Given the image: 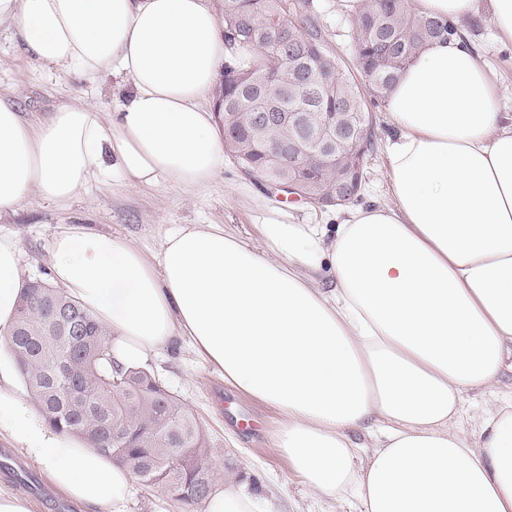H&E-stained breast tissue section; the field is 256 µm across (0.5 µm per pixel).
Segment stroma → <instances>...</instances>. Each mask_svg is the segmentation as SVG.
Returning <instances> with one entry per match:
<instances>
[{
    "label": "stroma",
    "mask_w": 512,
    "mask_h": 512,
    "mask_svg": "<svg viewBox=\"0 0 512 512\" xmlns=\"http://www.w3.org/2000/svg\"><path fill=\"white\" fill-rule=\"evenodd\" d=\"M315 15L330 46L351 61L349 29L353 16L343 0H312ZM484 59L500 77V104L512 113V47H501L487 19L467 24ZM0 99L13 103L23 117L39 122L63 105H88L108 119L127 100L120 79L88 78L45 66L23 52L10 22L0 23ZM375 114L376 146L366 159L359 203L388 201L386 140L390 132L382 99L368 97ZM339 206L318 208L296 199L281 200L265 180L245 174L226 161L223 172L202 187L183 188L166 180L135 185L119 174L93 176L70 202L54 204L30 197L15 211L0 215V234L18 238L24 279H48L51 240L58 225L81 224L92 230L128 238L148 255H156L166 231L180 224H222L251 245H260L259 225L277 219L292 224H332ZM162 385L176 394L203 421L220 474L271 500L277 512H362L351 495L337 499L310 493L287 457L272 446L278 415L269 407L225 385L190 347L176 343L170 352L145 365ZM256 423L245 434L240 414ZM0 488L29 494L37 512H77L5 440H0Z\"/></svg>",
    "instance_id": "1"
}]
</instances>
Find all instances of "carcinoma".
<instances>
[{
    "instance_id": "1",
    "label": "carcinoma",
    "mask_w": 512,
    "mask_h": 512,
    "mask_svg": "<svg viewBox=\"0 0 512 512\" xmlns=\"http://www.w3.org/2000/svg\"><path fill=\"white\" fill-rule=\"evenodd\" d=\"M459 28L416 14L409 0H358L354 68L377 97L432 40ZM224 151L247 174L291 176L325 205L360 195L363 162L377 134L356 135L368 111L352 71L325 39L311 0H224ZM269 112H310L308 129L266 126ZM108 330L63 289L26 283L8 345L28 392L50 425L84 436L126 465L142 485L187 509L215 479L203 423L147 370L112 361Z\"/></svg>"
}]
</instances>
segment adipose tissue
<instances>
[{"label":"adipose tissue","instance_id":"obj_1","mask_svg":"<svg viewBox=\"0 0 512 512\" xmlns=\"http://www.w3.org/2000/svg\"><path fill=\"white\" fill-rule=\"evenodd\" d=\"M455 24L488 17L512 43V0H411ZM45 65L125 77L109 122L62 106L34 124L0 101V213L62 204L117 169L135 185L195 187L224 169L202 100L227 57L209 0H0ZM384 109L391 203L340 223L262 225L264 248L219 224L168 231L156 258L124 236L59 225L50 273L109 330L122 366L188 342L226 385L276 410L274 446L313 493L362 512H512V396L458 428L464 396L512 355V116L467 33L400 72ZM0 235V438L81 512H130L132 472L52 428L19 387L6 336L24 288ZM370 431L366 463L352 432ZM204 512H263L232 482Z\"/></svg>","mask_w":512,"mask_h":512}]
</instances>
